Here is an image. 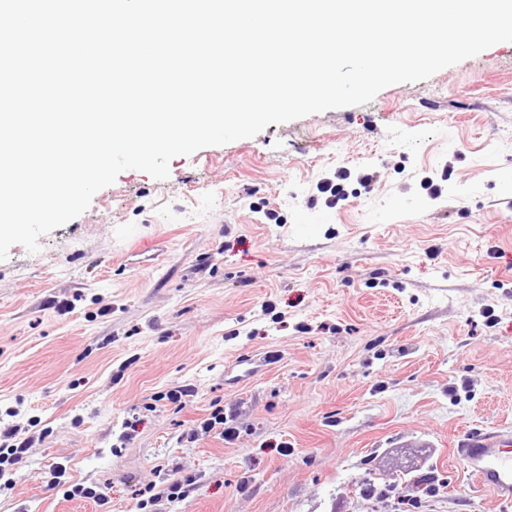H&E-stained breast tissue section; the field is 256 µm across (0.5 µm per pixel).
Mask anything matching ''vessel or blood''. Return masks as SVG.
<instances>
[{
  "instance_id": "vessel-or-blood-1",
  "label": "vessel or blood",
  "mask_w": 512,
  "mask_h": 512,
  "mask_svg": "<svg viewBox=\"0 0 512 512\" xmlns=\"http://www.w3.org/2000/svg\"><path fill=\"white\" fill-rule=\"evenodd\" d=\"M456 453L496 504L512 503V429L478 431L459 440Z\"/></svg>"
}]
</instances>
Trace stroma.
<instances>
[{"instance_id": "1", "label": "stroma", "mask_w": 512, "mask_h": 512, "mask_svg": "<svg viewBox=\"0 0 512 512\" xmlns=\"http://www.w3.org/2000/svg\"><path fill=\"white\" fill-rule=\"evenodd\" d=\"M15 407L0 512H100L58 463L110 512H512L454 452L512 426V42L164 180L124 170L12 246L0 422ZM219 408L233 440L198 431ZM18 427L19 425H13L4 428L3 431L2 428L0 430V491L2 486L4 489H11V486H13L12 477L6 478L3 484L2 480L6 475H12L13 466L19 463L27 451V448L22 445L9 443ZM49 483H52L54 486H62L66 487V491L64 494L70 498H83V499H93L100 506H104L108 504V499L105 494H103L99 487L96 485H84V484H72L69 485L67 481L63 478L65 476V469L57 467L50 473Z\"/></svg>"}]
</instances>
